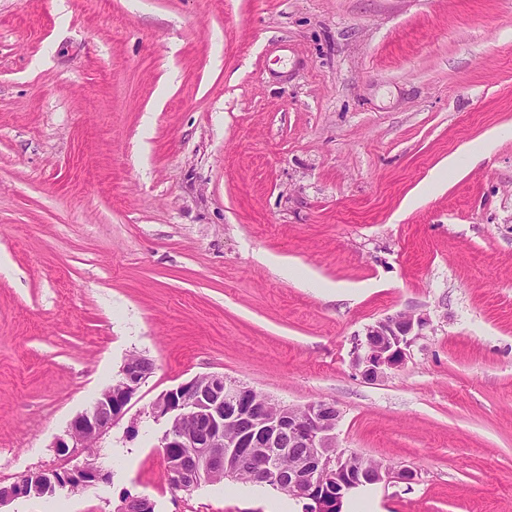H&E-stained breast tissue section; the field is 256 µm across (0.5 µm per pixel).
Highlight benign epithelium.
I'll return each mask as SVG.
<instances>
[{
  "label": "benign epithelium",
  "instance_id": "1",
  "mask_svg": "<svg viewBox=\"0 0 512 512\" xmlns=\"http://www.w3.org/2000/svg\"><path fill=\"white\" fill-rule=\"evenodd\" d=\"M430 326L424 314L398 312L365 329V340L355 351L356 366L364 379L374 381L385 370L400 367L413 339ZM154 371L150 359L133 355L124 363L120 378L70 421L54 447L72 458L85 455L82 463L66 470L29 471L7 486L0 485V507L18 498L52 496L65 488L75 490L109 478L97 465L89 447L123 417L126 407ZM149 416L164 421L159 447L167 463L170 483L190 491L203 482L235 479L228 461L246 455L258 482L306 501L308 512H330L341 506L346 490L365 479L374 484L411 483L409 468L378 466L370 471L362 457L336 450V428L341 412L322 402L301 408L267 397L254 398L252 387L227 380L221 374L196 376L163 392L150 406ZM233 438L227 439L226 432ZM188 448L195 458L189 469L170 459L169 449ZM301 448L303 452L295 454ZM297 455L296 467L281 472L276 458Z\"/></svg>",
  "mask_w": 512,
  "mask_h": 512
}]
</instances>
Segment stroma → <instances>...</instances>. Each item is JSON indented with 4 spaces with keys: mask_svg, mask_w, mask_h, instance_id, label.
<instances>
[{
    "mask_svg": "<svg viewBox=\"0 0 512 512\" xmlns=\"http://www.w3.org/2000/svg\"><path fill=\"white\" fill-rule=\"evenodd\" d=\"M0 253V483L155 366L109 481L6 512H266L165 482L150 405L214 373L334 403L340 450L417 474L383 512H512V0H0ZM400 311L431 324L365 382ZM429 326L427 315L409 312H398L367 326L365 340L355 351V363L361 368L362 377L374 381L386 369L400 367L406 359L407 347Z\"/></svg>",
    "mask_w": 512,
    "mask_h": 512,
    "instance_id": "1",
    "label": "stroma"
}]
</instances>
